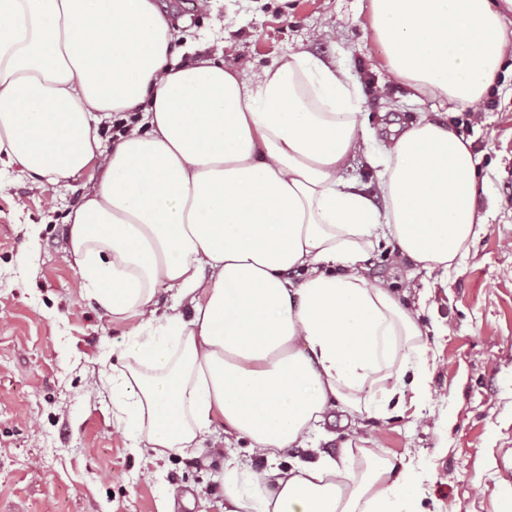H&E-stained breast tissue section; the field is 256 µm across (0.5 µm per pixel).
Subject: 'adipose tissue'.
Segmentation results:
<instances>
[{
  "mask_svg": "<svg viewBox=\"0 0 512 512\" xmlns=\"http://www.w3.org/2000/svg\"><path fill=\"white\" fill-rule=\"evenodd\" d=\"M512 0H369L367 27L412 90L479 103L512 54ZM157 0H0V162L34 188L97 173L66 218L83 289L139 325L112 370L135 444L197 447L215 421L261 467L224 465L230 512H429L411 460L350 437L287 470L327 414L402 413L427 349L364 261L382 239L448 270L481 232L478 160L431 117L390 136L378 195L344 179L374 137L336 59L293 52L254 77L223 51L180 63ZM122 119L111 152L98 126ZM174 291L164 320L160 292Z\"/></svg>",
  "mask_w": 512,
  "mask_h": 512,
  "instance_id": "obj_1",
  "label": "adipose tissue"
}]
</instances>
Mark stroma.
Wrapping results in <instances>:
<instances>
[{
    "instance_id": "stroma-1",
    "label": "stroma",
    "mask_w": 512,
    "mask_h": 512,
    "mask_svg": "<svg viewBox=\"0 0 512 512\" xmlns=\"http://www.w3.org/2000/svg\"><path fill=\"white\" fill-rule=\"evenodd\" d=\"M178 30L171 53L189 64L227 42L226 66L252 74L290 52L344 58L377 132L345 175L375 193L372 155L391 128L424 115L462 130L480 158L476 207L488 222L448 272L393 264L394 242L364 263L418 311L432 364L423 426L413 410L358 417L374 450L413 457L428 502L497 512L488 487L512 481V58L489 106L440 104L393 81L364 30L367 0H158ZM96 182L90 173L35 192L18 167L0 165V512H224V424L200 448L157 459L119 431L112 393L98 388L136 325L116 322L81 287L64 219ZM448 326L443 337L435 325ZM180 490L168 499V486Z\"/></svg>"
}]
</instances>
